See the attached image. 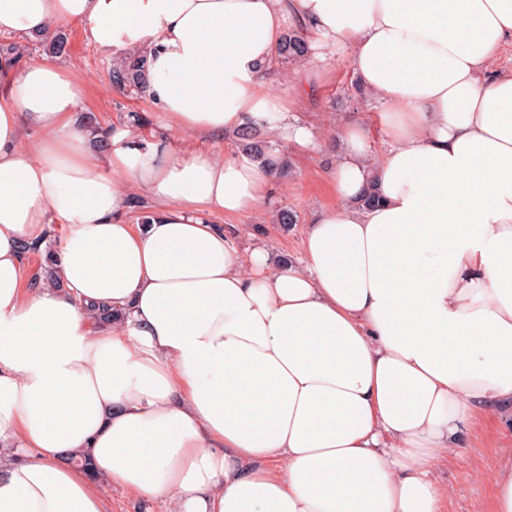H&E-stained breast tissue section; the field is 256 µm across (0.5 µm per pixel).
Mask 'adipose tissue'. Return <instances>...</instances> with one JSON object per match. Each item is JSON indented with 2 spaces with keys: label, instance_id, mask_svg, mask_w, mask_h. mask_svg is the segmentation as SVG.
<instances>
[{
  "label": "adipose tissue",
  "instance_id": "adipose-tissue-1",
  "mask_svg": "<svg viewBox=\"0 0 512 512\" xmlns=\"http://www.w3.org/2000/svg\"><path fill=\"white\" fill-rule=\"evenodd\" d=\"M61 22L144 51L170 129L305 145L294 92L270 90L301 30L316 82L348 52L387 147L369 160L346 125L304 263L245 256L207 218L260 211L267 168L127 128L101 160L72 121L81 82L0 56V512H105L111 489L179 512H443L436 469L512 409V71L493 67L512 0H0V34ZM52 222L60 290L18 250Z\"/></svg>",
  "mask_w": 512,
  "mask_h": 512
}]
</instances>
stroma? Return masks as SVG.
Listing matches in <instances>:
<instances>
[{"label":"stroma","mask_w":512,"mask_h":512,"mask_svg":"<svg viewBox=\"0 0 512 512\" xmlns=\"http://www.w3.org/2000/svg\"><path fill=\"white\" fill-rule=\"evenodd\" d=\"M57 32L67 36L70 53L61 60L71 68L84 87L80 112H91L107 131L131 128L138 142L147 146L165 141L170 147L183 148L182 134L164 130L161 114L147 97L113 88L110 75L120 63L118 54L100 50L87 37L82 25L63 23ZM333 81L314 85L302 96L299 113L312 124L319 137L316 148H301L278 137L269 142L288 159L291 174L275 179L267 205L260 211L241 216H211L222 226L241 252L257 246L271 255L302 258V243L312 213L336 201L330 173L340 148V123L351 119L365 125L373 153L383 151L385 142L379 130L381 105L373 97L352 98V76L347 52H338L334 60ZM281 208L297 212L298 223L281 232L272 224L273 213ZM512 450V413L502 412L467 437L464 447L456 449L448 465L438 471L440 483L448 490L447 512H494V483L491 472L498 456Z\"/></svg>","instance_id":"obj_1"}]
</instances>
